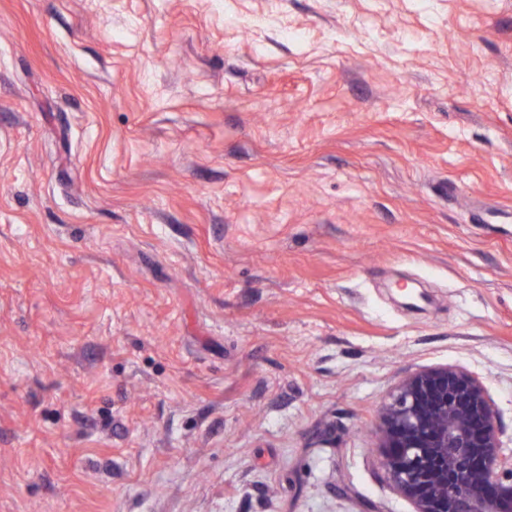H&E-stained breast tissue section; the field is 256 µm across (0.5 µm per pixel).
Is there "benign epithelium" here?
<instances>
[{"label":"benign epithelium","instance_id":"benign-epithelium-1","mask_svg":"<svg viewBox=\"0 0 512 512\" xmlns=\"http://www.w3.org/2000/svg\"><path fill=\"white\" fill-rule=\"evenodd\" d=\"M384 467L414 512H512V454L478 378L454 366L402 381L381 415Z\"/></svg>","mask_w":512,"mask_h":512}]
</instances>
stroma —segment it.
Instances as JSON below:
<instances>
[{
  "mask_svg": "<svg viewBox=\"0 0 512 512\" xmlns=\"http://www.w3.org/2000/svg\"><path fill=\"white\" fill-rule=\"evenodd\" d=\"M442 365L512 453V0H0V512H413Z\"/></svg>",
  "mask_w": 512,
  "mask_h": 512,
  "instance_id": "stroma-1",
  "label": "stroma"
}]
</instances>
